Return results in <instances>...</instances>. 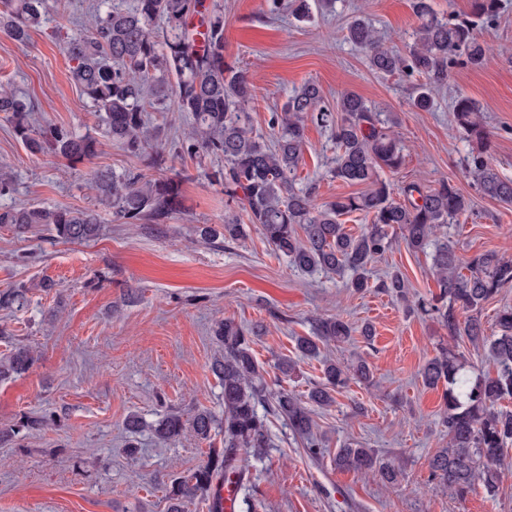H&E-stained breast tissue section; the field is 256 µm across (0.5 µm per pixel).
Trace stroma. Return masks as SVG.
<instances>
[{"instance_id": "1", "label": "stroma", "mask_w": 512, "mask_h": 512, "mask_svg": "<svg viewBox=\"0 0 512 512\" xmlns=\"http://www.w3.org/2000/svg\"><path fill=\"white\" fill-rule=\"evenodd\" d=\"M92 0H69L30 32L26 46L0 44V82L10 83L36 105L38 124L83 133L97 116L70 78L65 33L88 26ZM224 12V54L255 87L250 104L254 135L270 136V117L308 81L319 84L326 104L353 91L396 118L405 146L400 171H381L394 185L435 186L452 181L471 201V211L449 225L459 256L495 251L512 259V207L479 193L460 165L468 144L456 130L452 101L465 94L479 103L493 131L491 159L512 179V0H502L500 22L488 36L485 67L451 69L433 91L431 110L412 104L419 76L372 71L345 40V29L362 16L385 48L407 52L418 20L412 0H309L308 21H297L288 0H204ZM162 169L185 179L184 208L166 224H123L99 212L98 238L69 243L31 231L16 234L0 224V291L29 289L27 306L0 310V354L14 346L37 351L26 373L0 384V428L27 416L43 418L15 442L0 445V512H166L165 490L206 457L208 442L194 437L162 445L146 430L138 451L127 455L125 419L138 414L151 424L168 411L191 416L204 406L221 413L222 388L211 370L221 348L212 335L229 318L257 329L253 351L271 391L299 398L322 380L324 359L343 365L365 361L371 383L350 381L330 407L316 409L318 455L283 419L269 423L271 446L251 470L263 512H512V454L496 499L482 486L452 496L429 478V461L447 438L439 425L441 393L424 385L419 370L448 344L477 370L493 368L488 351L467 339H449L432 316L413 304L437 291L430 254L409 252L400 232L370 267L371 288H347L339 273H302L274 254L258 230L246 239L197 242L195 229L224 222V189L209 178L218 166L209 156L181 157L188 128L178 112H155ZM305 150L297 187L315 186L317 202L352 194L332 178L336 143L328 129L305 123ZM100 169L152 173L149 154L132 155L104 143L91 161L71 164L29 154L0 112V173L12 191L0 209L20 203L85 209L95 200L91 175ZM400 271L409 302L376 291L386 273ZM338 316L354 326L370 324L372 338L321 346L320 357L301 358L296 339L313 333V321ZM296 370L279 377L276 366ZM355 442L400 466L387 485L372 475L338 469V448Z\"/></svg>"}]
</instances>
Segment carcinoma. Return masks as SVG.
Returning <instances> with one entry per match:
<instances>
[{
	"label": "carcinoma",
	"instance_id": "obj_1",
	"mask_svg": "<svg viewBox=\"0 0 512 512\" xmlns=\"http://www.w3.org/2000/svg\"><path fill=\"white\" fill-rule=\"evenodd\" d=\"M448 0V16L438 15L430 0H414L419 25L405 56L383 48L373 29L356 19L345 38L365 53L371 69L383 74H418L413 106L429 110L433 88L448 78L456 66L482 67L491 47L484 34L497 25L500 0H470L461 14ZM202 0H95L92 24L85 32L67 36L65 52L74 63L73 81L98 113L103 133L133 155H140L158 140V129L147 119L149 110L185 113L191 122L180 149L188 155L205 153L224 162L213 177L224 185V195L245 217H224L221 228L196 229L200 240L219 237L241 240L257 228L273 251L296 269L313 273L349 272L348 287H369L368 266L392 247L387 228L398 226L408 250L433 248L432 261L439 293L416 302L418 310L434 316L454 340L465 337L488 348L496 374L466 373L465 364L446 346L437 348L419 375L433 389L442 388L440 425L448 445L431 457V479L460 498L479 483L488 497L497 495L507 446L512 444V410L501 406L512 399V308H503L496 330L488 336L481 322L484 304L512 287V259L487 251L468 260L457 255L448 240V225L471 210L470 199L454 184L440 181L434 187L410 182L400 187L403 200L379 171L399 170L404 147L393 133V119L353 91L344 92L336 110L324 104L321 88L306 82L292 95L281 112L272 114L273 143L252 136L245 105L253 88L235 62L224 56V13L214 7L205 14L204 30L189 22L202 14ZM49 0H4L0 31L20 48L30 30L42 24ZM174 108L167 107L168 101ZM452 111L457 130L470 149L463 157L466 173L481 194L512 206V179L503 178L490 163L491 132L480 120L481 108L459 95ZM0 112L9 114L14 135L32 154L82 162L95 157L101 140L91 132L76 133L62 126L36 127L35 104L8 83L0 84ZM328 127L337 153L332 176L349 185H363L361 192L332 201L315 202V187L295 188L305 146V121ZM92 190L99 205L112 211L124 224H166L183 207L182 178L148 176L110 169L94 174ZM357 212L370 224L357 235L348 233L340 217ZM0 224H10L20 234L35 229L64 242L78 243L96 237L100 230L94 209L51 208L21 204L0 211ZM376 288L397 299H406V281L393 273ZM27 289L0 292V309L24 306ZM356 332L338 317L316 320L314 335L299 336L296 348L303 357H316L319 344L343 342ZM254 331L230 319L215 324L214 337L223 349L211 369L223 387L224 415L199 407L189 420L170 412L151 430L158 442L190 435L211 438L218 429L224 447L210 448L204 460L188 475L173 480L166 490L167 512H184L185 503L199 498L208 512H224L218 484L234 479L241 512H257L251 493L250 469L270 447L268 422L284 419L306 448L317 453L312 410L285 390L271 393L252 349ZM37 361L34 352L15 348L0 356V382L20 376ZM324 381L309 394L311 404L324 408L335 403L334 393L352 379L368 382L371 371L364 361L347 368L327 359ZM334 462L394 485L401 469L370 448L347 443Z\"/></svg>",
	"mask_w": 512,
	"mask_h": 512
}]
</instances>
